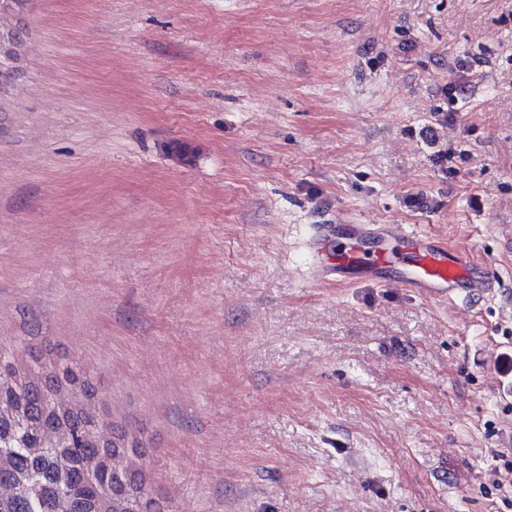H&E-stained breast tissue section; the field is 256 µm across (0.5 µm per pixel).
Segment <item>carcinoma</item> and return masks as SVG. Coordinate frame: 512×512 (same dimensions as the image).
<instances>
[{
	"label": "carcinoma",
	"instance_id": "cac0c4a2",
	"mask_svg": "<svg viewBox=\"0 0 512 512\" xmlns=\"http://www.w3.org/2000/svg\"><path fill=\"white\" fill-rule=\"evenodd\" d=\"M0 344V512H162L143 466L88 410L94 392L71 367L24 380Z\"/></svg>",
	"mask_w": 512,
	"mask_h": 512
}]
</instances>
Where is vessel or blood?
I'll use <instances>...</instances> for the list:
<instances>
[{"label": "vessel or blood", "instance_id": "vessel-or-blood-1", "mask_svg": "<svg viewBox=\"0 0 512 512\" xmlns=\"http://www.w3.org/2000/svg\"><path fill=\"white\" fill-rule=\"evenodd\" d=\"M339 231L335 224H317L312 228L311 250L318 278L333 277L343 281L357 273L362 278L376 280L391 266V257L383 250H329V242ZM348 234L355 240L374 239L399 244L409 255V267L400 278L401 284L426 295L452 301L458 297V284H467L473 296L489 294L497 286L492 276L474 272L470 252L446 250L436 245L431 236L401 233L386 224H354L349 227Z\"/></svg>", "mask_w": 512, "mask_h": 512}]
</instances>
